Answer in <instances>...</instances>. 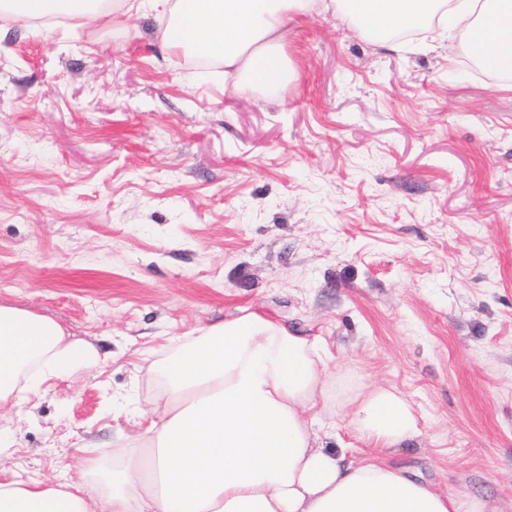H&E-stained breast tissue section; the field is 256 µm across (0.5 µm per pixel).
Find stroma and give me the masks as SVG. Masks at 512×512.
Here are the masks:
<instances>
[{
	"label": "stroma",
	"mask_w": 512,
	"mask_h": 512,
	"mask_svg": "<svg viewBox=\"0 0 512 512\" xmlns=\"http://www.w3.org/2000/svg\"><path fill=\"white\" fill-rule=\"evenodd\" d=\"M160 26L0 20V305L94 353L0 409V478L95 486L153 411L142 350L255 313L350 387L411 402L393 461L512 512L503 77L444 40L375 44L330 8L289 22L283 90L240 93Z\"/></svg>",
	"instance_id": "1"
}]
</instances>
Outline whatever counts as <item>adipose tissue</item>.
<instances>
[{"label":"adipose tissue","instance_id":"1","mask_svg":"<svg viewBox=\"0 0 512 512\" xmlns=\"http://www.w3.org/2000/svg\"><path fill=\"white\" fill-rule=\"evenodd\" d=\"M162 14V37L224 66L240 91L276 92L290 78L282 33L317 0H142ZM359 36L390 43L420 31L457 32L491 73L512 72V0H336ZM93 361L43 316L0 305V407H22L50 378ZM156 418L111 448L97 496L85 485L0 482V512H485L416 481L385 458L342 464L314 447L351 408L359 437L395 448L418 433L412 405L385 387L348 392L324 350L254 314L198 329L156 364Z\"/></svg>","mask_w":512,"mask_h":512}]
</instances>
